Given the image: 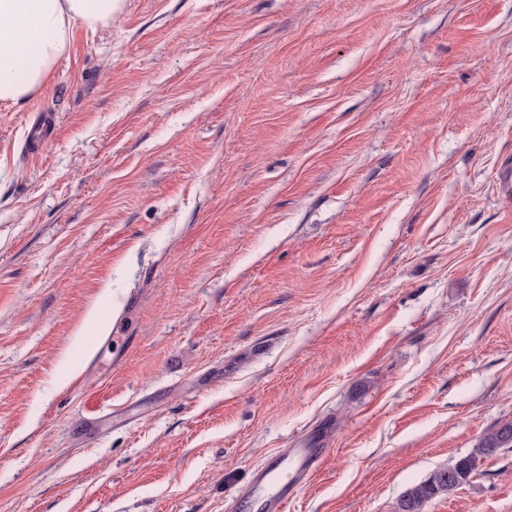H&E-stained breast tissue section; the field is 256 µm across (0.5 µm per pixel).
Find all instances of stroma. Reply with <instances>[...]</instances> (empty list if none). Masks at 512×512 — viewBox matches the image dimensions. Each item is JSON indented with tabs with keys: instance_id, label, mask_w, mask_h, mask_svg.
Here are the masks:
<instances>
[{
	"instance_id": "stroma-1",
	"label": "stroma",
	"mask_w": 512,
	"mask_h": 512,
	"mask_svg": "<svg viewBox=\"0 0 512 512\" xmlns=\"http://www.w3.org/2000/svg\"><path fill=\"white\" fill-rule=\"evenodd\" d=\"M326 418L290 512L512 421V0H124L0 105V512H236Z\"/></svg>"
}]
</instances>
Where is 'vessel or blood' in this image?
Wrapping results in <instances>:
<instances>
[{
    "instance_id": "vessel-or-blood-1",
    "label": "vessel or blood",
    "mask_w": 512,
    "mask_h": 512,
    "mask_svg": "<svg viewBox=\"0 0 512 512\" xmlns=\"http://www.w3.org/2000/svg\"><path fill=\"white\" fill-rule=\"evenodd\" d=\"M335 424L322 421L316 428L295 437L287 454L272 455L249 477V497L261 512H288L295 489L321 470L334 440Z\"/></svg>"
}]
</instances>
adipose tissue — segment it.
I'll use <instances>...</instances> for the list:
<instances>
[{"instance_id": "adipose-tissue-1", "label": "adipose tissue", "mask_w": 512, "mask_h": 512, "mask_svg": "<svg viewBox=\"0 0 512 512\" xmlns=\"http://www.w3.org/2000/svg\"><path fill=\"white\" fill-rule=\"evenodd\" d=\"M124 0H0V104L40 94L66 54L74 26H111Z\"/></svg>"}]
</instances>
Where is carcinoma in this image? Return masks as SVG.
<instances>
[{
	"instance_id": "carcinoma-1",
	"label": "carcinoma",
	"mask_w": 512,
	"mask_h": 512,
	"mask_svg": "<svg viewBox=\"0 0 512 512\" xmlns=\"http://www.w3.org/2000/svg\"><path fill=\"white\" fill-rule=\"evenodd\" d=\"M504 447H512V423L483 436L474 453L434 471L426 481L407 490L400 501V512H421V507L427 500L449 493L467 483L476 472L480 458L488 457Z\"/></svg>"
}]
</instances>
